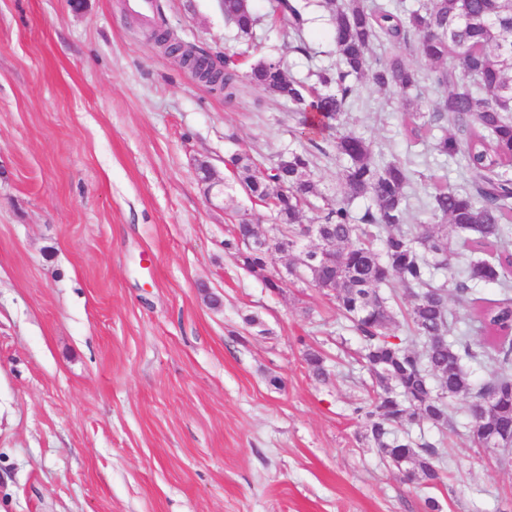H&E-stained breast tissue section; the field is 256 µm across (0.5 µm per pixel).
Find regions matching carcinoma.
<instances>
[{
  "label": "carcinoma",
  "instance_id": "1",
  "mask_svg": "<svg viewBox=\"0 0 512 512\" xmlns=\"http://www.w3.org/2000/svg\"><path fill=\"white\" fill-rule=\"evenodd\" d=\"M326 2L337 63L317 72L312 84L290 76L281 59L260 60L241 76L232 58L217 64L167 29L154 30V42L228 99L243 78L288 102L301 124L326 143L316 149L322 154L330 149L344 160L341 194L328 197L311 178L312 160L305 149L279 155L269 168L247 153L233 155L230 165L238 183L260 205L276 211L280 224L266 250L256 246L257 235L246 223L234 225L224 248L277 292L282 284L265 276L267 250H279V240L286 239L303 283L335 286L337 308L358 333L363 366L375 384L373 396L354 414L390 466L409 481L431 487L442 479L444 441L415 440L407 426L426 423L459 433L452 401L464 396L469 399L465 429L477 447L488 450L501 438L512 439V298L473 297L478 285L504 284L512 268V251L501 247L512 238V0H418L415 8L369 0ZM269 6L292 51L308 54L309 0H269ZM223 8L240 34L252 35L258 17L250 0H223ZM376 45L385 55L371 66ZM407 52L417 54L425 69L407 65ZM363 77L405 98L407 140L432 142L437 155L461 159L472 177L469 186L451 187L429 176L431 222L413 230L403 205L416 175L411 161L395 156L375 162L370 144L339 123ZM424 81L437 92L425 107L407 98ZM361 197L369 204L358 216L351 204ZM317 209L320 219L306 217ZM445 222L466 234L463 244L471 253L493 250L492 259H472L458 268L459 252L443 230ZM314 223L323 226L318 247L298 249L307 225ZM321 248L336 261L320 262ZM394 280L412 297L403 337L394 333L397 315L383 295ZM451 293L467 299L469 322L481 332L480 340L457 331L448 307ZM306 360L316 377L329 376L319 352L308 351ZM483 363L491 374L477 383L470 366ZM487 400L492 408L478 414L477 406Z\"/></svg>",
  "mask_w": 512,
  "mask_h": 512
}]
</instances>
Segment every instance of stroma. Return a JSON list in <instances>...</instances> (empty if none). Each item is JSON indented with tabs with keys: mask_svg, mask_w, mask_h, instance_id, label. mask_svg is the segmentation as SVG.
Instances as JSON below:
<instances>
[{
	"mask_svg": "<svg viewBox=\"0 0 512 512\" xmlns=\"http://www.w3.org/2000/svg\"><path fill=\"white\" fill-rule=\"evenodd\" d=\"M252 4L243 37L222 0H155L147 17L0 0V512H512L511 450L452 437L430 488L389 468L353 414L370 378L333 297L290 276L270 292L225 251L239 213L273 223L230 157L269 165L310 133L267 91L210 90L149 33L307 81L335 65L324 0L306 56ZM358 94L345 125L411 160L409 223L426 222L423 175L466 173L404 138L399 96L365 78Z\"/></svg>",
	"mask_w": 512,
	"mask_h": 512,
	"instance_id": "1",
	"label": "stroma"
}]
</instances>
